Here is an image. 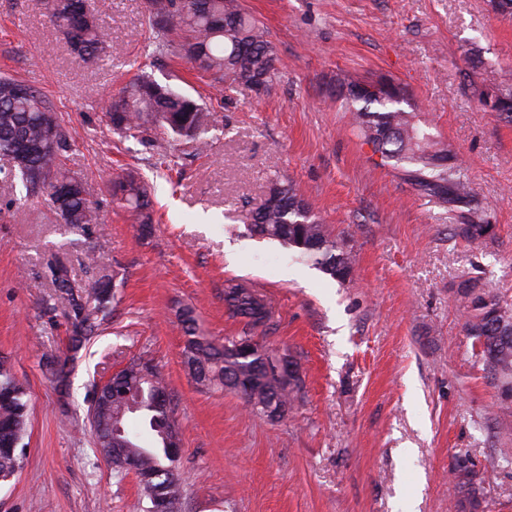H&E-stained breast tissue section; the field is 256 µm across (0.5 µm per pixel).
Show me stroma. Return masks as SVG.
<instances>
[{
	"label": "stroma",
	"instance_id": "obj_1",
	"mask_svg": "<svg viewBox=\"0 0 512 512\" xmlns=\"http://www.w3.org/2000/svg\"><path fill=\"white\" fill-rule=\"evenodd\" d=\"M144 2L94 0L107 50L81 65L42 0H0V75L35 85L57 110L72 138L65 166L102 217L56 223L44 199L0 180V356L33 405L0 512H141L136 476L113 473L88 420L96 386L139 357L163 373L180 427L176 512H453L460 455L484 512H512V419L497 416V382L475 358L457 295L478 276L512 304V126L478 97L484 83L512 84V20L487 0H241L275 49L259 93L217 90L212 74L158 55ZM141 74L214 113L205 154L109 129L107 99ZM381 80L404 85L461 158L494 226L484 247L455 236L447 209L398 170L374 166L342 93ZM162 154L172 163L159 176ZM125 169L151 186L148 231L112 202L107 181ZM283 177L353 244L349 281L275 262L281 246L249 234ZM60 263L79 290L101 270L124 275L111 316L70 365L65 398L43 366L67 352ZM228 279L265 296L272 314L257 336L299 366L298 398L280 420L197 385L184 363V309L215 341L240 332L224 312Z\"/></svg>",
	"mask_w": 512,
	"mask_h": 512
}]
</instances>
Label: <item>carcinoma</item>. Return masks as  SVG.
<instances>
[{
    "instance_id": "1",
    "label": "carcinoma",
    "mask_w": 512,
    "mask_h": 512,
    "mask_svg": "<svg viewBox=\"0 0 512 512\" xmlns=\"http://www.w3.org/2000/svg\"><path fill=\"white\" fill-rule=\"evenodd\" d=\"M83 0H45L46 17L60 30L75 59L97 60L106 50V33L96 13L86 14ZM145 17L151 32L158 35L155 51L173 53L204 72H212L228 86L244 85L256 90L268 87L274 76V50L263 26L248 16L241 0H145ZM26 85L19 79L0 76V172L17 181L27 197L47 196L57 222L73 226L98 224L99 212L88 197L84 181L62 167L61 157L71 147V137L61 118L44 94L34 86L28 93L17 92ZM352 123L364 144L380 157V166L402 172L421 194L454 216V231L471 247L486 244L492 225L481 207L477 192L465 180L458 156L423 121L410 102L406 89L392 85L381 94L344 96ZM481 103L503 122L512 124V88L492 84L480 94ZM112 130L138 138L160 130L173 139L204 152L212 117L192 97L148 77L129 81L110 98L104 112ZM112 198L126 210L133 223L144 230L153 223L147 185L137 175L110 180ZM67 185L66 198L56 195V186ZM250 231L288 248L297 259L310 262L321 272L345 281L353 270L352 249L341 244L313 212L293 185L277 179L262 205L254 212ZM118 273L102 276L93 286L74 290L67 268L53 272L57 290L68 302L71 355L47 362L57 388L68 387L67 365L96 335L111 314L116 288L123 284ZM464 309V328L475 339L477 357L499 381L501 413L512 417V305L501 300L481 279L468 277L458 284ZM227 318L242 325L237 336L219 344L196 327L192 311L185 313L188 339L185 362L195 382L205 388L221 387L236 394L251 415L263 418L275 404L293 408L301 378L286 383L274 372H260L256 363L276 352L257 343L260 354L242 356L231 347L238 341L255 339L254 332L270 320V307L263 295L236 279L224 283ZM117 395L109 400L95 397L97 413L90 425L97 452L118 476L128 471L115 460L116 448L141 460L143 473L155 478L139 480L143 499L153 503L166 498L175 504L182 495L176 463L167 456V442L179 436L173 418L167 385L161 372L148 360L136 359L112 376ZM131 414L141 417L153 437V446L140 444L139 436L124 430L112 441L115 429L125 427ZM0 424L8 429L0 439V478L21 468L24 439L30 427V397L26 384L0 360ZM451 480L459 512H480L481 501L469 479L468 461L456 460Z\"/></svg>"
}]
</instances>
